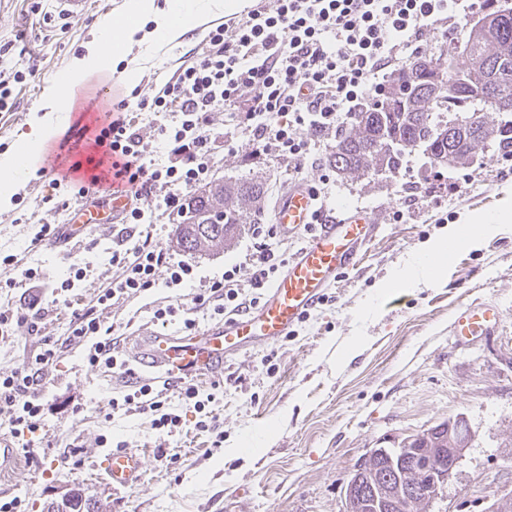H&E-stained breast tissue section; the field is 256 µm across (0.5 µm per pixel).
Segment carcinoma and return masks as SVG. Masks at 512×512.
<instances>
[{"mask_svg":"<svg viewBox=\"0 0 512 512\" xmlns=\"http://www.w3.org/2000/svg\"><path fill=\"white\" fill-rule=\"evenodd\" d=\"M463 46L462 59L453 42L417 54L390 79L380 98L350 113L329 154L337 175L395 174L412 154L434 167H465L489 142L512 153V120L487 117L483 102L491 89L512 104V16L486 33L465 30ZM448 58L455 64L441 67ZM263 194L261 184L247 180L215 183L196 193L189 215L177 225L182 250L196 254L223 247L242 213ZM57 512L92 510L74 492Z\"/></svg>","mask_w":512,"mask_h":512,"instance_id":"obj_1","label":"carcinoma"}]
</instances>
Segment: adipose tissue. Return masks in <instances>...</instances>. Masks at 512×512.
Here are the masks:
<instances>
[{"mask_svg":"<svg viewBox=\"0 0 512 512\" xmlns=\"http://www.w3.org/2000/svg\"><path fill=\"white\" fill-rule=\"evenodd\" d=\"M242 7V0H166L162 9L156 8L154 0H125L121 15L104 25L85 54L54 79L48 114L34 118L29 132L21 135L17 147L0 156V206L8 204L16 193L21 176L32 167V158L40 156L50 137L68 123L69 113L63 106L64 101L72 99L91 76L110 72L113 61L125 55L144 21H152L150 41L158 45L175 40L182 32L200 27L213 17L238 13ZM510 222L512 197L505 199L495 211L466 217L451 226L447 237L427 245L399 268L384 283V290L436 279L446 268L454 246L471 244L492 225Z\"/></svg>","mask_w":512,"mask_h":512,"instance_id":"adipose-tissue-1","label":"adipose tissue"}]
</instances>
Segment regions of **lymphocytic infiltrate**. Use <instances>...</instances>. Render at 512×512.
<instances>
[{
	"mask_svg": "<svg viewBox=\"0 0 512 512\" xmlns=\"http://www.w3.org/2000/svg\"><path fill=\"white\" fill-rule=\"evenodd\" d=\"M469 9L468 0H275L274 8L250 9L210 30L200 58L180 68L154 95L134 106L124 99L104 104L93 144L115 154L114 177L127 194L158 200L164 215L178 220L191 193L214 180L215 112L230 111L226 134L248 156H270L302 172L315 153L313 140L301 136V125L317 139L330 137L342 114L358 111L379 91L389 69L401 68L403 51L428 24L449 21L444 36L454 39L452 22L467 18ZM143 112H173L178 119L156 125L147 141L139 128ZM156 142L166 150L161 164L148 158ZM144 217L143 209L132 211L129 227L112 249L115 273L95 301H63L69 339L91 344L90 369L125 365L115 328L107 322L112 305L155 288L159 269H167L173 286L192 277L193 264L163 248L144 227ZM248 234L254 251L247 262L194 289L186 300L156 308L155 319L180 318L191 334L198 328L199 311L221 318L257 304L261 289L287 260L272 244L273 225H251ZM58 352V340L43 336L39 351L21 369L0 376V424L7 426L12 447L29 458L34 450L26 436L42 423L44 382ZM222 389L218 381L204 387L189 380L172 396L167 387L139 380L132 393L112 399L109 408L114 414L151 413L153 428L170 437L181 433V414L188 411L195 415V429L210 434L220 427L214 404Z\"/></svg>",
	"mask_w": 512,
	"mask_h": 512,
	"instance_id": "lymphocytic-infiltrate-1",
	"label": "lymphocytic infiltrate"
}]
</instances>
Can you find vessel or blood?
I'll use <instances>...</instances> for the list:
<instances>
[{
	"label": "vessel or blood",
	"mask_w": 512,
	"mask_h": 512,
	"mask_svg": "<svg viewBox=\"0 0 512 512\" xmlns=\"http://www.w3.org/2000/svg\"><path fill=\"white\" fill-rule=\"evenodd\" d=\"M134 206L131 198L120 193L112 194L103 204L83 199L70 223L61 225L53 244L61 251H70L89 235L92 226L125 222ZM314 207L310 187L303 182L294 184L277 202L273 221L282 235L295 233L309 224ZM375 230V224L362 215L323 213L317 232L288 262L258 304L190 335L145 333L132 353L133 360L145 376L175 384L201 373L222 371L227 358L254 344L278 341L320 303L339 271L353 263L358 247L372 238ZM499 321L494 305L474 303L456 315L453 332L463 338L485 335ZM99 468L112 490L132 489L144 478L146 457L139 450L123 448L105 454Z\"/></svg>",
	"instance_id": "1"
}]
</instances>
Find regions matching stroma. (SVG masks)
<instances>
[{
  "instance_id": "obj_1",
  "label": "stroma",
  "mask_w": 512,
  "mask_h": 512,
  "mask_svg": "<svg viewBox=\"0 0 512 512\" xmlns=\"http://www.w3.org/2000/svg\"><path fill=\"white\" fill-rule=\"evenodd\" d=\"M125 0H89L82 18H59L52 0H0V44L12 43L36 72L16 90L19 107L0 112V154L13 149L41 104L45 89L81 54L104 23L118 16ZM208 30L198 27L179 39L145 50L133 43L128 57L144 56L138 84L118 74L96 75L78 89L73 114L51 143L60 155L77 148V131L97 117L93 100L151 95L181 65L199 58ZM217 179H247L268 190L259 223L273 221L277 201L295 178L281 161L247 159L240 144L216 125ZM329 176V207L364 211L378 226L359 251L355 266L341 271L310 318L288 337L242 351L224 363V395L214 409L224 443L210 451L197 434L194 415L183 432L160 435L146 414L106 419L108 402L126 389L122 373L87 367V343L70 342L50 373L43 397L44 421L31 439L36 460L18 458L0 473V499L22 501V512H48L71 490H79L95 512H344V486L360 457L372 448H397L404 439L449 420L464 419L469 447L430 512H487L512 496V223L496 225L475 244L449 258L443 274L411 288L376 297L378 286L421 246L465 215L497 209L512 194V157L496 145L464 168L431 169L413 157L390 178L350 179L307 168L304 179L320 185ZM53 176L32 168L9 208L0 209V254L17 255L19 267L0 266V309H18L32 298L51 306L53 288L71 260L89 262L79 285L84 300L95 299L113 271L107 263L114 229L96 225L86 243L62 255L30 241L44 224L67 218ZM461 190L447 194L450 185ZM251 252L247 226H240L223 250L191 258L196 279L221 277L226 265ZM39 270L43 286L6 287L20 270ZM157 288L112 306L118 336L142 327L158 329L154 310L175 289ZM498 307L500 322L487 336L458 340L455 314L465 304ZM40 336L27 324L0 339V375L22 367ZM124 442L146 456V473L134 489L115 493L94 468L106 446ZM74 456V470L56 459Z\"/></svg>"
}]
</instances>
